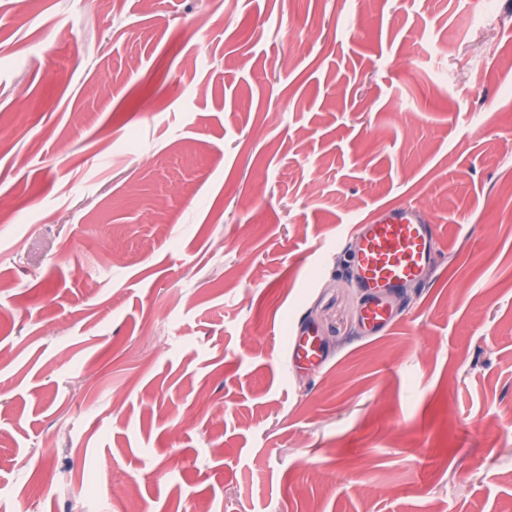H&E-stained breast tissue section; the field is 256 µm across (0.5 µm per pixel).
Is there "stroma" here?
<instances>
[{
  "mask_svg": "<svg viewBox=\"0 0 512 512\" xmlns=\"http://www.w3.org/2000/svg\"><path fill=\"white\" fill-rule=\"evenodd\" d=\"M479 6L0 0V506L512 512V0ZM393 207L438 252L371 336L351 227ZM322 359V351L315 336H294L290 347V361Z\"/></svg>",
  "mask_w": 512,
  "mask_h": 512,
  "instance_id": "1",
  "label": "stroma"
}]
</instances>
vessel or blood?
<instances>
[{
	"label": "vessel or blood",
	"instance_id": "obj_1",
	"mask_svg": "<svg viewBox=\"0 0 512 512\" xmlns=\"http://www.w3.org/2000/svg\"><path fill=\"white\" fill-rule=\"evenodd\" d=\"M356 234L353 265L364 294L362 318L371 334L378 335L393 323L385 296L422 277L437 252L435 232L420 212L401 207L384 210L372 222L357 225ZM321 357L316 337H294L291 360Z\"/></svg>",
	"mask_w": 512,
	"mask_h": 512
}]
</instances>
